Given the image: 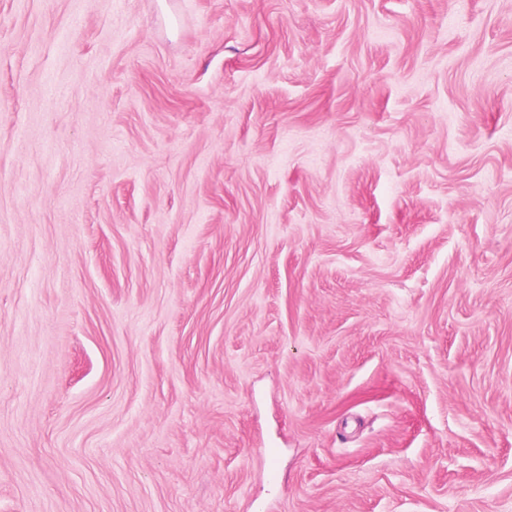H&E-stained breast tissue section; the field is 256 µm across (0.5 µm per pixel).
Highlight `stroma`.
<instances>
[{
	"mask_svg": "<svg viewBox=\"0 0 512 512\" xmlns=\"http://www.w3.org/2000/svg\"><path fill=\"white\" fill-rule=\"evenodd\" d=\"M0 512H512V0H0Z\"/></svg>",
	"mask_w": 512,
	"mask_h": 512,
	"instance_id": "stroma-1",
	"label": "stroma"
}]
</instances>
